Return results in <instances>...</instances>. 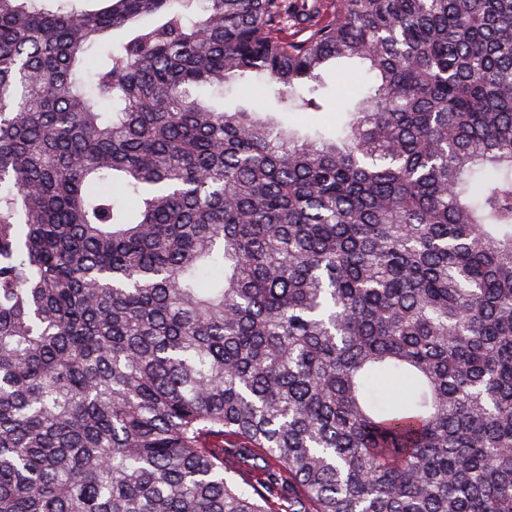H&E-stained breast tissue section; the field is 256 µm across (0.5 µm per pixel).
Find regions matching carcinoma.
Returning <instances> with one entry per match:
<instances>
[{"mask_svg": "<svg viewBox=\"0 0 512 512\" xmlns=\"http://www.w3.org/2000/svg\"><path fill=\"white\" fill-rule=\"evenodd\" d=\"M354 59L333 137L199 95ZM272 464L512 512V0H0V512H271Z\"/></svg>", "mask_w": 512, "mask_h": 512, "instance_id": "1", "label": "carcinoma"}]
</instances>
